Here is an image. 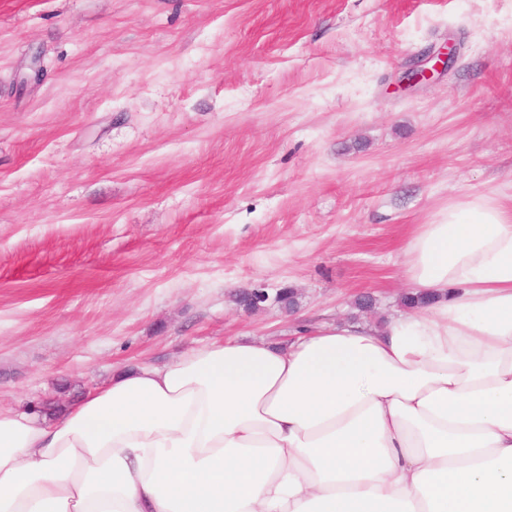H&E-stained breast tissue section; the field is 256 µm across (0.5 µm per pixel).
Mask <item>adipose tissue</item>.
Masks as SVG:
<instances>
[{"mask_svg": "<svg viewBox=\"0 0 512 512\" xmlns=\"http://www.w3.org/2000/svg\"><path fill=\"white\" fill-rule=\"evenodd\" d=\"M428 305L286 345L230 338L0 412V512H512V209L420 225Z\"/></svg>", "mask_w": 512, "mask_h": 512, "instance_id": "adipose-tissue-1", "label": "adipose tissue"}]
</instances>
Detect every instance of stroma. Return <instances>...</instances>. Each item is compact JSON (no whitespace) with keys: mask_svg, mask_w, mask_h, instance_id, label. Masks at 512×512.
Returning <instances> with one entry per match:
<instances>
[{"mask_svg":"<svg viewBox=\"0 0 512 512\" xmlns=\"http://www.w3.org/2000/svg\"><path fill=\"white\" fill-rule=\"evenodd\" d=\"M469 195L512 205V0H0V407L381 323ZM456 54V47L455 45H452L451 47H447L446 52H439L436 55L433 54L430 57L429 61L435 60L434 64L432 65V68H419V67H413L410 69V71L407 73V76L405 77L408 82L418 84L424 80H427L431 77L433 74L432 71L440 69H448V64L450 60L454 57Z\"/></svg>","mask_w":512,"mask_h":512,"instance_id":"35a3bbf8","label":"stroma"}]
</instances>
